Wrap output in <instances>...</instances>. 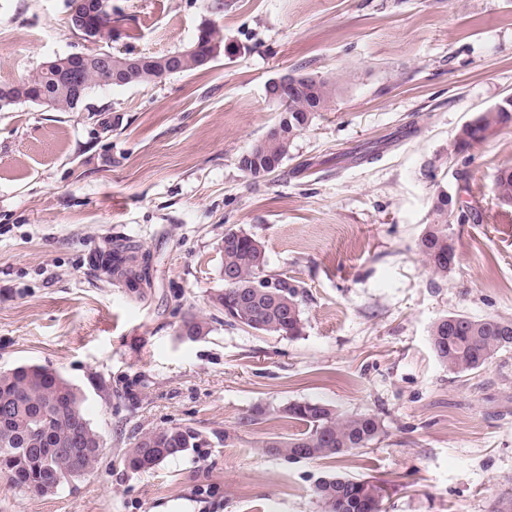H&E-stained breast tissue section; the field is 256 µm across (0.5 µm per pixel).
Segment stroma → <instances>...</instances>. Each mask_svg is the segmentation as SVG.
Returning <instances> with one entry per match:
<instances>
[{"label": "stroma", "mask_w": 512, "mask_h": 512, "mask_svg": "<svg viewBox=\"0 0 512 512\" xmlns=\"http://www.w3.org/2000/svg\"><path fill=\"white\" fill-rule=\"evenodd\" d=\"M112 36L66 22L70 0H0V82L58 55L188 49L208 66L147 86L95 89L75 112L0 110V371L56 370L105 444L51 495L0 477V512H320L323 477L380 482L385 512H492L512 494V350L455 373L433 323L512 318V207L493 193L512 126L455 156L459 128L512 95V0H106ZM339 87L274 172L239 157L278 124L269 80L295 68ZM469 216L456 262L417 251L437 187ZM265 246L296 286L301 336L224 322L226 230ZM150 258L130 293L94 267L115 239ZM210 333L182 338L185 321ZM370 413L385 433L358 454L288 460L265 442L305 432L293 402ZM265 422L243 429L253 408ZM186 426L204 445L147 473L121 463L134 433ZM223 43V35L218 29L209 24L202 25L189 49L168 53L173 56L171 59L174 65L173 73H187L205 67L209 63H205V58L209 56L214 47L220 49ZM171 72V69H164L160 78H164Z\"/></svg>", "instance_id": "stroma-1"}]
</instances>
